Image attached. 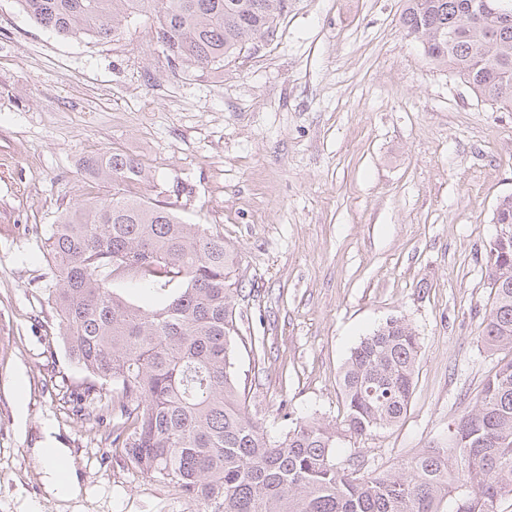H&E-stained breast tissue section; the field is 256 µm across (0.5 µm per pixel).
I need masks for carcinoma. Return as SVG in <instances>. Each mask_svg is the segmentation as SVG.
<instances>
[{
  "label": "carcinoma",
  "mask_w": 512,
  "mask_h": 512,
  "mask_svg": "<svg viewBox=\"0 0 512 512\" xmlns=\"http://www.w3.org/2000/svg\"><path fill=\"white\" fill-rule=\"evenodd\" d=\"M61 37L117 38L148 14L168 63L224 70V62L273 33L286 0H17ZM512 0H405L400 23L425 58L477 98L512 111ZM112 184L51 225L45 289L73 363L87 374L80 412L112 414V447L140 476L177 484L207 512H497L512 497V238L487 250L500 283L481 341L507 352L446 448H425L377 474L336 457L338 432L297 423L278 439L249 416L232 371L238 335L235 256L224 238L137 196L148 179L116 151L85 161ZM492 223L512 226V195ZM124 284L140 287L141 302ZM420 342L392 318L347 358L343 432L361 437L397 423L415 387Z\"/></svg>",
  "instance_id": "obj_1"
}]
</instances>
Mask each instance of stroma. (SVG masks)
Returning a JSON list of instances; mask_svg holds the SVG:
<instances>
[{
	"instance_id": "stroma-1",
	"label": "stroma",
	"mask_w": 512,
	"mask_h": 512,
	"mask_svg": "<svg viewBox=\"0 0 512 512\" xmlns=\"http://www.w3.org/2000/svg\"><path fill=\"white\" fill-rule=\"evenodd\" d=\"M403 7L287 0L273 36L223 71L175 73L151 17L113 41L64 39L0 0V512L205 510L81 419L84 374L45 299L44 240L62 212L111 193L84 169L106 151L150 160L136 193L234 253V372L271 435L288 413L341 426L351 349L401 317L421 343L408 410L336 456L379 472L447 443L501 357L479 334L512 112L429 64ZM36 448L71 449L77 501L46 494Z\"/></svg>"
}]
</instances>
